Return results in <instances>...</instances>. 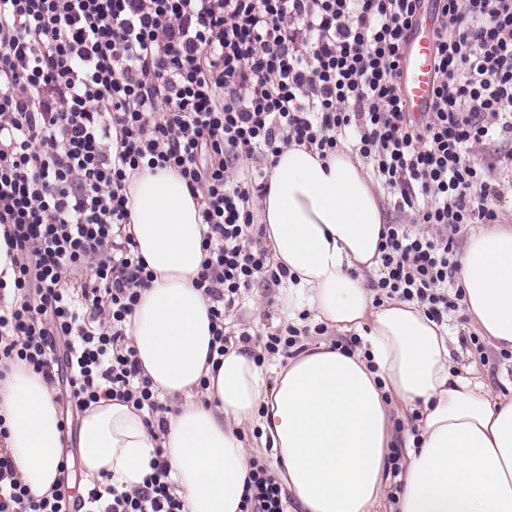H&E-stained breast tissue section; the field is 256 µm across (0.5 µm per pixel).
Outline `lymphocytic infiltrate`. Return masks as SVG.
I'll return each instance as SVG.
<instances>
[{
    "label": "lymphocytic infiltrate",
    "instance_id": "1",
    "mask_svg": "<svg viewBox=\"0 0 512 512\" xmlns=\"http://www.w3.org/2000/svg\"><path fill=\"white\" fill-rule=\"evenodd\" d=\"M425 0H0V377L21 361L64 385L72 412L107 398L165 412L129 344L152 273L136 251L126 181L176 170L200 205L211 349L256 283L279 287L257 222L271 159L296 144L350 152L410 223L386 224L374 304L416 303L438 324L461 306L454 237L494 224L512 154V0H432L434 95L407 112L403 49ZM33 496L0 444V512H184L165 460L141 485L69 491L68 466ZM253 460L243 512H286Z\"/></svg>",
    "mask_w": 512,
    "mask_h": 512
}]
</instances>
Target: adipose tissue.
Wrapping results in <instances>:
<instances>
[{
  "label": "adipose tissue",
  "mask_w": 512,
  "mask_h": 512,
  "mask_svg": "<svg viewBox=\"0 0 512 512\" xmlns=\"http://www.w3.org/2000/svg\"><path fill=\"white\" fill-rule=\"evenodd\" d=\"M127 191V230L153 273L129 336L154 390L176 407L153 432L129 404H92L78 433L87 479L137 486L159 453L185 512H241L256 446L269 449L289 512H378L401 409L418 420L394 478L399 512H512V396L490 395L474 368L453 371L447 329L416 304L374 306L362 274L378 266L386 215L356 157L323 160L292 145L271 169L259 218L274 264L290 275L283 314L294 323L306 308L314 323L363 340L355 350L311 341L283 365L256 364L239 344L209 362L210 302L193 285L205 257L198 202L166 169L136 172ZM457 283L473 328L512 349V227L469 237ZM0 416L18 474L44 494L67 435L41 374L16 365L0 378Z\"/></svg>",
  "instance_id": "ef3b65f1"
}]
</instances>
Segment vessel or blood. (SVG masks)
Masks as SVG:
<instances>
[{
    "mask_svg": "<svg viewBox=\"0 0 512 512\" xmlns=\"http://www.w3.org/2000/svg\"><path fill=\"white\" fill-rule=\"evenodd\" d=\"M403 94L409 111H428L433 99V54L431 35L413 36L404 50Z\"/></svg>",
    "mask_w": 512,
    "mask_h": 512,
    "instance_id": "1",
    "label": "vessel or blood"
}]
</instances>
